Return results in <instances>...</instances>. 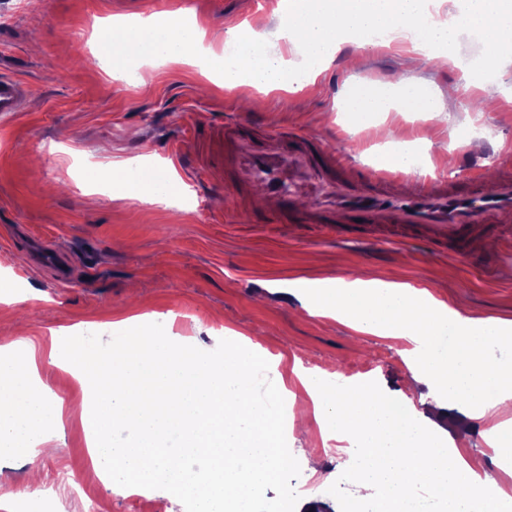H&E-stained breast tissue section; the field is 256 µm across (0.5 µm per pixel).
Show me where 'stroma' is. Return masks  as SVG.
<instances>
[{"label":"stroma","mask_w":512,"mask_h":512,"mask_svg":"<svg viewBox=\"0 0 512 512\" xmlns=\"http://www.w3.org/2000/svg\"><path fill=\"white\" fill-rule=\"evenodd\" d=\"M279 0H0V77L28 85L25 111L0 117V275L17 283L11 301L0 300V346L20 340L38 352L52 341L76 337L102 359L117 356L125 316L147 311L153 331L197 351L231 329L279 359L278 371L321 370L338 383L373 379L419 406L427 386L408 390L404 341L360 333L343 322L310 314L285 293L283 282L333 279L356 270L375 278L427 289L448 306H464L475 318L512 320V232L487 235L477 249L494 271L423 244L405 245L386 235L365 247L355 239L325 237L317 224H272L256 230L238 197L258 196L249 177L224 182V123L249 120L274 133L288 128L325 149L341 147L367 168L380 164L377 127L400 130L423 154L424 163L396 182L427 176L447 179L460 191L475 176L512 177V65L481 70L479 35L461 33L455 60L441 68L418 60L410 38L380 39L366 47L358 68L341 56L322 64L313 83L275 95L268 112L246 102L257 89L217 86L196 64L131 65L123 81L99 57L95 32L115 16L183 9L208 25L247 24L266 36L269 52L301 64L302 56L278 35ZM424 81L427 96L455 88L441 112H379L360 127L349 126L337 86L376 80L394 89L406 70ZM493 96L497 107L481 112L478 99ZM480 140L490 153L476 165L460 139ZM156 159L155 170H175L186 186L188 205L132 203L98 191L93 174L115 161ZM275 371V372H278ZM275 372L255 375L253 396L273 413L282 400L268 391ZM433 421L478 465L490 464L480 420L457 409ZM85 428L64 417L54 452L31 459L0 456V490L30 512H196L190 501L169 503L160 495L141 502L106 488L88 467ZM290 459L275 485L253 507L293 512L304 498L342 512H378L384 490H364L350 481L347 454L322 437L286 442ZM91 483L95 510L69 496L63 471Z\"/></svg>","instance_id":"obj_1"}]
</instances>
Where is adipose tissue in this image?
<instances>
[{
	"mask_svg": "<svg viewBox=\"0 0 512 512\" xmlns=\"http://www.w3.org/2000/svg\"><path fill=\"white\" fill-rule=\"evenodd\" d=\"M278 12L283 38L299 43L306 59L301 68H290L268 52L252 53V43L260 38L252 28L238 24L215 32L180 11L113 19L98 33V51L117 75L140 54L163 63L195 56L226 88L251 85L266 92L314 79L320 64L343 43L354 46L346 57L351 66L375 35H399L409 27L420 57L432 63L451 60L465 29L479 34L486 69L512 60V0H467L458 25L422 24L424 0H280ZM223 41L237 46L235 56L213 50V43ZM399 100L418 112L436 109L412 80L402 85L396 100L362 85L351 87L344 109L355 125L370 113L394 109ZM181 190L177 174H144L123 195L153 203ZM288 290L310 314L403 339L411 380L435 392L431 407L459 404L487 425L482 437L496 466L482 470L456 443L435 438L396 413L391 397L372 384L329 390L323 374L295 370L314 403L320 434L354 449L349 479L363 487L374 476H386L383 512H411L410 492L419 485L447 504L448 512L473 505L480 512H503L512 496L501 482L502 474L512 475V424L500 415L512 406V360L502 363L491 353L512 357V321L471 318L427 290L374 278L299 280ZM124 325L122 357L104 367L79 345L52 346L45 357L30 346L20 360L0 349V450L32 458L39 447L59 441L63 400L33 398L29 389L43 363L70 365L94 391V400H81L74 409L93 428L88 440L93 466L113 491L150 494L162 488L168 498L194 500L202 512H251L285 464L281 420L250 396L254 369L270 364L266 352L250 342L228 351L218 341L201 355L160 342L145 318L125 319ZM449 332L456 340L448 353L434 351L433 337ZM116 425L126 433L120 445L111 436ZM173 433L186 453L201 461L199 471L173 463L167 446Z\"/></svg>",
	"mask_w": 512,
	"mask_h": 512,
	"instance_id": "ef3b65f1",
	"label": "adipose tissue"
}]
</instances>
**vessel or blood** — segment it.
Here are the masks:
<instances>
[{
    "mask_svg": "<svg viewBox=\"0 0 512 512\" xmlns=\"http://www.w3.org/2000/svg\"><path fill=\"white\" fill-rule=\"evenodd\" d=\"M25 90L11 79L0 80V113L17 112ZM224 170L247 171L263 187L267 197L277 199V222L319 224L328 233L346 237L353 227L422 229L436 246L453 245L456 254L469 255L476 238L488 228L512 224V178L494 186L475 181L464 192L449 190L441 179H431L414 194L396 198L383 179L358 182L337 176L336 167L351 168L350 153L334 152L309 138L286 137L256 131L237 124L224 130ZM326 173L327 189L319 203L299 209L293 189L294 164Z\"/></svg>",
    "mask_w": 512,
    "mask_h": 512,
    "instance_id": "vessel-or-blood-1",
    "label": "vessel or blood"
}]
</instances>
